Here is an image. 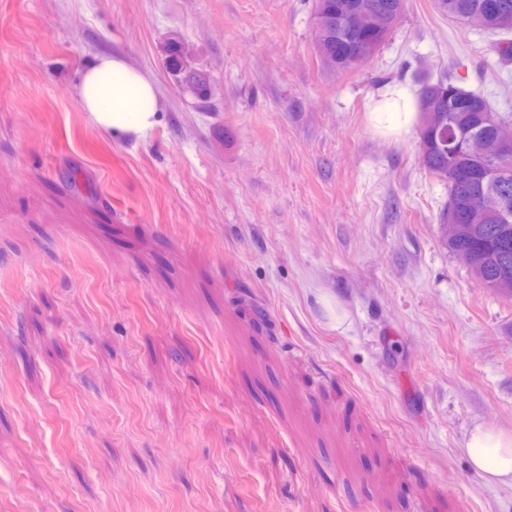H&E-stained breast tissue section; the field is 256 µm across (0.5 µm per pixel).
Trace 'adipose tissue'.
Segmentation results:
<instances>
[{"instance_id":"ef3b65f1","label":"adipose tissue","mask_w":512,"mask_h":512,"mask_svg":"<svg viewBox=\"0 0 512 512\" xmlns=\"http://www.w3.org/2000/svg\"><path fill=\"white\" fill-rule=\"evenodd\" d=\"M74 94L90 122L119 140H147L162 118L164 103L152 76L118 54L94 56L85 66ZM412 92H396L380 104L370 122L379 134L398 135L417 119ZM472 469L493 484L512 486V435L477 424L465 442Z\"/></svg>"}]
</instances>
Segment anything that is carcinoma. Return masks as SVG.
Here are the masks:
<instances>
[{"instance_id": "cac0c4a2", "label": "carcinoma", "mask_w": 512, "mask_h": 512, "mask_svg": "<svg viewBox=\"0 0 512 512\" xmlns=\"http://www.w3.org/2000/svg\"><path fill=\"white\" fill-rule=\"evenodd\" d=\"M362 18L376 12H386L398 19L404 12L406 0H354ZM336 0H315V14L324 20V28L314 35V51L330 70L348 71L350 47L339 41L333 27V9ZM436 9L451 21L469 23L471 15L481 19V29L491 34H502L495 51L503 60L512 59V0H435ZM390 32L364 30L362 47L374 56L386 43ZM168 69L181 75L199 98L210 92L209 75L188 67L182 41L169 39L165 48ZM420 92H426L435 101V111L430 118L419 112L418 158L430 174L442 178L448 172V136L467 142V148L453 159V167L463 170L455 179L447 180L448 202L463 203L475 189H483L482 213L475 223L481 225L474 241L445 243L448 251L459 256L462 249H470L475 265L469 267L471 275L486 288H493L499 266L512 265V235L501 238L502 225L499 212L506 203L512 204V156L500 157L496 167L507 170L503 177L490 175L488 148L494 134L493 117L512 120L511 112H497L481 93L465 90L444 80L426 82Z\"/></svg>"}]
</instances>
